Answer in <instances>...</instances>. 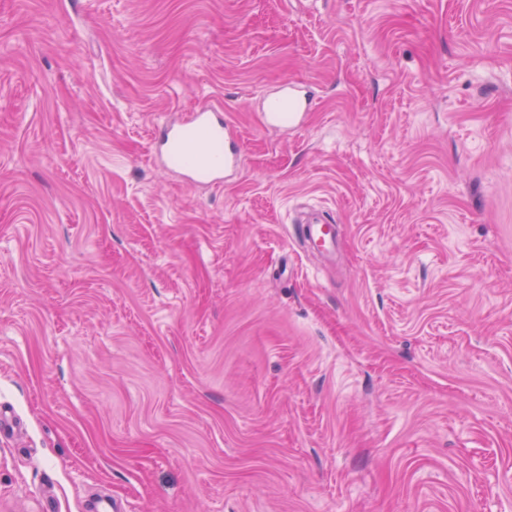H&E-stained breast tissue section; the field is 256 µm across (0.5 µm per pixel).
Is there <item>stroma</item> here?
Wrapping results in <instances>:
<instances>
[{
  "label": "stroma",
  "mask_w": 512,
  "mask_h": 512,
  "mask_svg": "<svg viewBox=\"0 0 512 512\" xmlns=\"http://www.w3.org/2000/svg\"><path fill=\"white\" fill-rule=\"evenodd\" d=\"M97 496L512 512V0H0V512ZM308 106V101L288 93L286 95L269 99L263 112V123L276 125H291L299 114ZM223 112L220 104H203L180 125L157 123L163 159L178 161L194 182H221L226 170L237 168L242 162L240 143L229 135ZM332 225L326 221H310L305 224L304 235L308 242L322 252L336 250V239L331 233Z\"/></svg>",
  "instance_id": "stroma-1"
}]
</instances>
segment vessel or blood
I'll list each match as a JSON object with an SVG mask.
<instances>
[{"instance_id":"1","label":"vessel or blood","mask_w":512,"mask_h":512,"mask_svg":"<svg viewBox=\"0 0 512 512\" xmlns=\"http://www.w3.org/2000/svg\"><path fill=\"white\" fill-rule=\"evenodd\" d=\"M308 106L306 100L286 94L267 101L264 123L293 124ZM224 109L219 104H203L182 124L158 123L156 131L164 160L179 162L183 172L197 183H218L226 170L242 162L240 143L228 133ZM308 242L323 252L335 250L336 239L327 222L312 221L305 225Z\"/></svg>"}]
</instances>
